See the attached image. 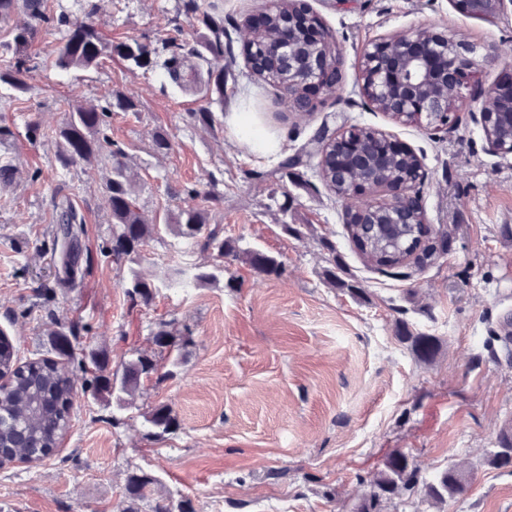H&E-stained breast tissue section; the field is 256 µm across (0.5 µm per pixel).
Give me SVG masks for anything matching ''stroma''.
Segmentation results:
<instances>
[{
    "label": "stroma",
    "instance_id": "35a3bbf8",
    "mask_svg": "<svg viewBox=\"0 0 512 512\" xmlns=\"http://www.w3.org/2000/svg\"><path fill=\"white\" fill-rule=\"evenodd\" d=\"M96 23L113 44L138 41L154 64L120 56L59 71L62 33L42 29L30 49L29 91L0 88V332L21 359L49 355L55 323L80 320L76 361L63 362L74 391L71 426L43 462L0 467V512H122L129 472L157 477L154 499L193 512H350L391 451L426 476L467 464V494L447 512H512V470L484 458L512 423V156L494 152L478 120L448 131L399 123L366 105L358 57L369 40L431 27L473 44L491 85L512 69V10L494 19L457 13L450 0H308L343 58L341 90L314 112H290L280 91L245 64L242 26L261 0H210L224 17V104L196 91L194 52L203 26L184 0H96ZM187 51L184 83L165 68L168 44ZM119 94L109 136L123 144L137 201L148 216L182 204L185 189L223 196L212 223L241 247L281 261L280 276L228 262L215 283L178 287L200 250L166 234L147 240L138 264L116 265L103 184L105 165L61 169L51 137L75 102ZM218 112L210 127L189 113ZM253 113L259 138L243 139L232 113ZM37 120L43 135L28 138ZM361 125L388 133L420 158L418 186L440 257L425 266L378 269L351 242L345 203L319 174L315 139ZM172 147L158 153L154 135ZM85 217L79 273L57 281L54 204ZM303 224V237L285 232ZM335 269L336 283L324 270ZM159 285L133 305V274ZM360 288L361 296L350 294ZM190 325L193 343L174 375L127 406L92 394L78 359L106 351L121 372L133 351L154 353L159 320ZM439 337L431 363L398 341L396 327ZM171 406L176 431L154 436L143 414Z\"/></svg>",
    "mask_w": 512,
    "mask_h": 512
}]
</instances>
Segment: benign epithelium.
Wrapping results in <instances>:
<instances>
[{
    "instance_id": "obj_1",
    "label": "benign epithelium",
    "mask_w": 512,
    "mask_h": 512,
    "mask_svg": "<svg viewBox=\"0 0 512 512\" xmlns=\"http://www.w3.org/2000/svg\"><path fill=\"white\" fill-rule=\"evenodd\" d=\"M461 15L494 18L508 0H450ZM279 31L268 35L272 17ZM249 54L247 66L258 78L278 76L288 108L312 112L315 93H337L342 81V58L332 37L306 0H264L259 13L244 23ZM481 61L476 48L453 36L424 27L396 32L365 44L359 60V81L369 106L398 122L426 120L433 130L459 122L460 103L471 94L481 100L480 124L493 151L512 154V71L484 87L477 76ZM367 133L378 143L377 180L362 176L369 159L358 152V135ZM336 146V192L345 201L346 219L363 223L383 211L392 224H424L421 197L415 191L423 179L415 152L396 144L384 131L352 126L329 137ZM409 165L405 180L392 179L393 170ZM380 190L391 193L387 202L375 201Z\"/></svg>"
}]
</instances>
